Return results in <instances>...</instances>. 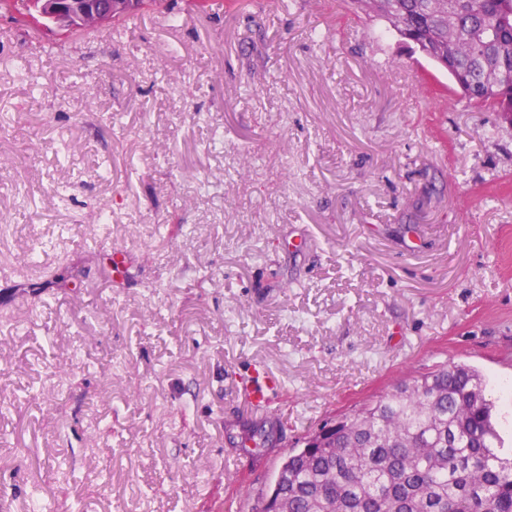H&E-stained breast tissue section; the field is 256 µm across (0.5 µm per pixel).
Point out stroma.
<instances>
[{"label":"stroma","mask_w":512,"mask_h":512,"mask_svg":"<svg viewBox=\"0 0 512 512\" xmlns=\"http://www.w3.org/2000/svg\"><path fill=\"white\" fill-rule=\"evenodd\" d=\"M0 117L28 196L0 193L8 512H256L297 440L450 363L512 430V129L385 21L164 0L87 41L0 15ZM65 259L69 290L20 292Z\"/></svg>","instance_id":"35a3bbf8"}]
</instances>
